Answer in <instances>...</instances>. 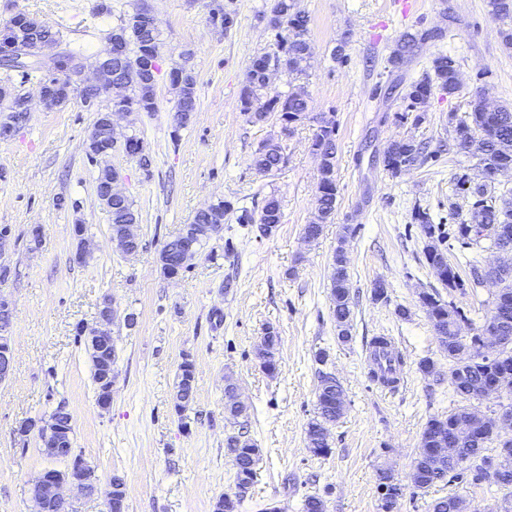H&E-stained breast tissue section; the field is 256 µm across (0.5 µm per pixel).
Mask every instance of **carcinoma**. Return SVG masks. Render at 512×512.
Instances as JSON below:
<instances>
[{"mask_svg":"<svg viewBox=\"0 0 512 512\" xmlns=\"http://www.w3.org/2000/svg\"><path fill=\"white\" fill-rule=\"evenodd\" d=\"M140 8H135L119 30L124 35L129 45L132 58L149 53H160L158 39V22L148 25L139 16ZM281 15L284 27L275 34L274 40L277 52L270 55L264 53L254 57L248 67L245 82L240 92L241 111L248 118L263 120L276 112H287L292 116L303 119L308 112V99L298 93L276 94L267 99H262V91L267 88L266 67L269 57L285 58L288 60V73L303 74L310 66L313 58L312 46L308 38V26L310 17L301 8L300 0H274L271 16ZM214 26L224 30L233 27L237 21V11L233 0H228L224 7L212 12L209 17ZM442 37L439 30H427L412 33L409 31L400 35L395 49L387 59L388 68L392 71L400 68L407 60L414 56L419 44L429 39L437 41ZM117 77L124 84V90L117 96L107 93L110 103L114 106L137 105L143 112L156 111L154 86L144 85L135 78L136 64L126 62L116 64ZM453 95L459 90L458 69L456 60L448 55L440 54L433 58L431 71H427L422 78L411 85L404 95L408 101L402 118H408L414 114L413 123L419 125L422 121L423 107L434 91ZM196 112V97L194 91V79L187 75L185 86L181 88V97L177 103L175 120L177 126L187 125ZM449 123L454 125V132L459 148L465 152L477 145L482 150V159L486 171L491 173L500 167H512V107L498 106L492 112L482 108L481 99L471 102V111L463 117L451 112L448 115ZM336 121L324 119L315 133L313 142L318 148V154L322 157V165L319 169L320 177L317 185L315 219L304 225L303 235L307 239L317 240L322 232V226L331 223L336 212L337 185L335 179L336 164ZM284 160L281 151L259 147L251 156L250 166L259 174H269L280 168V162ZM427 157L423 156L421 145L414 138H405L390 142L382 156L384 169L397 174L407 166L423 162ZM457 187L463 196L471 199L468 209V219L457 225L454 239L461 247L479 251L488 246L497 250L503 249L512 252V199L497 197L494 195V179L488 178L486 183H471L466 174L457 177ZM232 211L230 203L220 200L212 209L201 211L194 215L192 222L184 225V235L178 239L168 240L159 253V263L162 271L171 270L169 259L180 252L183 243L188 241L193 244L195 250L200 248L213 236L212 227L216 224H224L226 216ZM112 231L117 233L127 224L138 223L139 217L134 210L133 203L124 197L112 201ZM281 221V203L274 193L264 199L259 217L244 208L237 216L239 224L258 223L260 226L278 224ZM425 259L430 266L440 265L444 267L442 284L450 289L479 288L483 284L482 267L477 257L468 260L469 277L464 280L448 265L445 257L439 249L430 244L425 251ZM500 281L499 300L492 302V308L486 315L484 322L478 330H489L498 333L503 338L501 350L502 360L490 359L480 353L460 359L459 354L465 353L467 344L460 341L448 342L443 348L448 350V364L454 372L452 379L453 392L469 400V396L480 392L494 377L512 371V261L503 269ZM331 299L333 304V317L338 328L337 335L348 336L341 327L351 325V282L347 267V258L343 249H336L334 263L330 274ZM436 299L434 311L437 322L434 327L445 336L453 335L452 328L458 320H465L467 316L451 302L441 299L439 293H433ZM278 336L275 332L265 334L263 346L259 351L261 366L265 371L273 374L277 370L275 356ZM386 341L379 337L372 342L371 354L377 366L373 371V378L386 384L396 382L391 376L393 366L402 362V356L395 351H386ZM117 361V352L114 344L110 343L101 355V360L91 363L92 379L95 384L96 397L104 396L102 368L105 365H113ZM341 385L336 378L328 373L320 375L319 386L316 391L317 416L309 424L306 432L307 445L310 448H318L321 454L329 451L328 425L342 414L344 398L336 397V390ZM195 373L191 360L184 359L179 366L177 376L175 408L182 412L194 400ZM247 407L235 401L230 394L224 398V418L235 424L238 419L245 416ZM479 410L466 405L458 407L448 416H434L428 420L421 438L419 455L415 459V467L418 475L419 489H428L438 483L459 479L461 475L447 460H437L431 453V449L437 447V443L450 437L449 427L452 422L473 419L475 430L473 441L460 445L462 451L469 454L485 455L487 445L498 443L495 457L499 459L504 473V482L501 487L512 488V438L504 439L491 431L490 420L475 418ZM225 452L231 459L234 469V490L225 493L215 503L214 512H238L248 490L254 483L256 476L255 465L260 449L257 445L244 438L241 434L230 433L225 438Z\"/></svg>","mask_w":512,"mask_h":512,"instance_id":"cac0c4a2","label":"carcinoma"}]
</instances>
